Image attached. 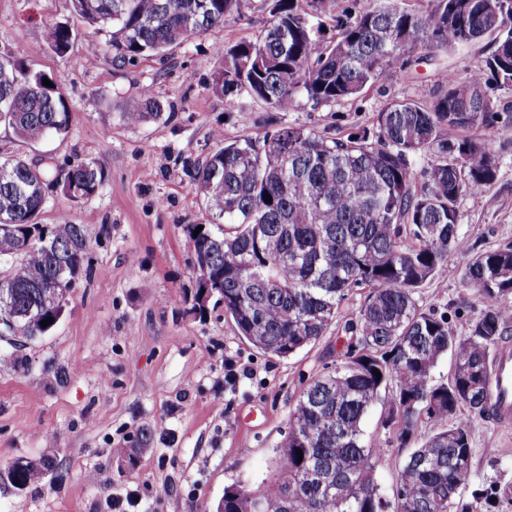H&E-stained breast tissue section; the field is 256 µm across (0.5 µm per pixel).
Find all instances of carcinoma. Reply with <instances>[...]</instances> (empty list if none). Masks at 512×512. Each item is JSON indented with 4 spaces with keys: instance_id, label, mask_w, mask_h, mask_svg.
Masks as SVG:
<instances>
[{
    "instance_id": "obj_1",
    "label": "carcinoma",
    "mask_w": 512,
    "mask_h": 512,
    "mask_svg": "<svg viewBox=\"0 0 512 512\" xmlns=\"http://www.w3.org/2000/svg\"><path fill=\"white\" fill-rule=\"evenodd\" d=\"M241 0H73L91 25L111 28L112 60L126 64L200 36L239 9ZM500 0H381L355 21L337 20L336 41L321 45L308 12L335 15L337 0H277L261 34L224 50L215 87L227 97L245 92L272 112L299 99L329 105L360 94L387 73H400L415 53L433 56L491 38L485 69L465 81L441 74L429 103L393 101L378 115L379 133L345 137L283 128L245 137L209 153L192 180L220 235L192 239L197 288L188 312L203 314L212 291L240 335L270 356L285 358L326 335L341 304L368 290L344 358L311 377L288 417V436L259 490L224 489L217 512H464L470 474L469 421L462 411L489 417L493 354L512 332V246L478 250L458 232L456 204L481 194L498 177L490 126L493 104L484 70L512 87V14ZM72 30L50 27L45 44L66 52ZM46 75L0 56V123L27 141L68 132L70 112ZM160 116L148 97L137 122ZM437 158L417 181L413 159ZM104 181L94 161L53 173L34 171L21 156L0 158V289L27 314L23 331L41 336V321L58 316L40 305V289L64 271L65 287L83 270L89 243L81 224L49 229L38 222L51 185L74 201L93 196ZM270 196L266 202L264 196ZM483 303L465 334L448 318L422 310L418 289L448 266ZM454 359L447 383L432 370ZM379 371L376 376L373 371ZM391 389L384 427L408 445L422 418L433 429L411 449L398 472L393 498L374 472L382 449L362 443V419L381 390ZM303 460H298V457ZM23 489L53 470L54 460L11 464Z\"/></svg>"
}]
</instances>
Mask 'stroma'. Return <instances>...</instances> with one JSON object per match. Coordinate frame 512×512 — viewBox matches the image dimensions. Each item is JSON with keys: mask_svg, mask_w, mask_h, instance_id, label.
<instances>
[{"mask_svg": "<svg viewBox=\"0 0 512 512\" xmlns=\"http://www.w3.org/2000/svg\"><path fill=\"white\" fill-rule=\"evenodd\" d=\"M272 6L273 0H242L222 25L165 53L125 65L104 53L90 65L89 45L106 44L110 34L80 19L71 0H0V55L44 73L71 112L66 135L38 142L0 125V156L49 158L61 166L95 161L105 173L93 197L48 193L39 216L49 227L83 225L89 241V271L76 280L63 316L22 347L0 336V467L44 455L57 462L29 488L0 484V512H113V498L130 489L139 491L142 512H215L225 487L262 485L306 381L340 361L358 293L325 336L284 359L242 339L223 306L189 313L195 270L187 227L209 219L190 169L219 141L250 134L288 127L333 136L376 131L389 102L431 100L442 72L466 79L483 67L489 46L482 40L428 58L414 55L403 73L357 97L319 107L302 100L271 112L217 93L214 79L223 66L219 48L255 39ZM58 22L74 30L63 56L44 43L47 27ZM485 91L499 114L485 132L498 178L484 193L457 201L459 233L481 250L512 245V88L491 79ZM148 95L160 104V117L126 121ZM458 263L450 258L448 271L419 288L416 299L463 330L481 303L454 275ZM228 358L248 366V374L227 381ZM384 413V402H374L362 428L365 444L384 451L375 479L389 497L407 451L382 427ZM146 429L152 437L143 444ZM470 434L465 501L471 512H512V503L489 505L480 497L493 485L512 484V429L476 417ZM133 447L140 453L130 468L120 451ZM162 484L170 491L159 498Z\"/></svg>", "mask_w": 512, "mask_h": 512, "instance_id": "1", "label": "stroma"}]
</instances>
